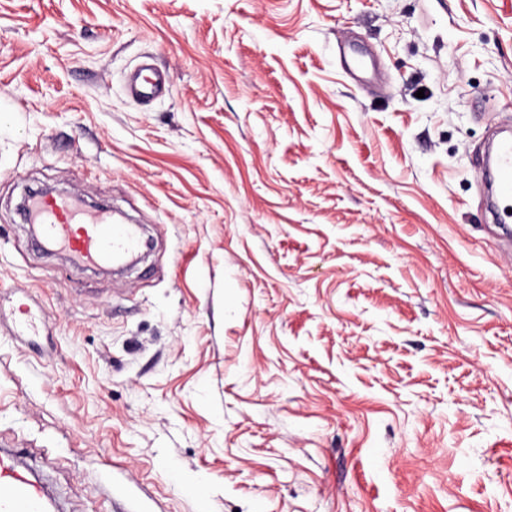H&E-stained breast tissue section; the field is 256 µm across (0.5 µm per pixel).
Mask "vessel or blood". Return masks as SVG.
<instances>
[{
  "mask_svg": "<svg viewBox=\"0 0 512 512\" xmlns=\"http://www.w3.org/2000/svg\"><path fill=\"white\" fill-rule=\"evenodd\" d=\"M164 76L140 66L130 77L129 90L138 97L159 95ZM489 166L499 197L512 200V139L497 141ZM26 219L40 225L51 247L65 251L78 265H112L124 261L141 246L138 228L115 224L104 210H87L78 200L38 196L31 200ZM52 500L42 480L0 449V512H50Z\"/></svg>",
  "mask_w": 512,
  "mask_h": 512,
  "instance_id": "obj_1",
  "label": "vessel or blood"
}]
</instances>
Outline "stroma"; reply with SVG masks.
<instances>
[{
	"mask_svg": "<svg viewBox=\"0 0 512 512\" xmlns=\"http://www.w3.org/2000/svg\"><path fill=\"white\" fill-rule=\"evenodd\" d=\"M504 123L512 0H0V440L56 512H512ZM33 184L152 250H38ZM166 79L149 66H140L130 77L129 90L137 96L149 98L159 95L165 87ZM489 166L495 175L496 189L502 200H512V139L497 141Z\"/></svg>",
	"mask_w": 512,
	"mask_h": 512,
	"instance_id": "stroma-1",
	"label": "stroma"
}]
</instances>
